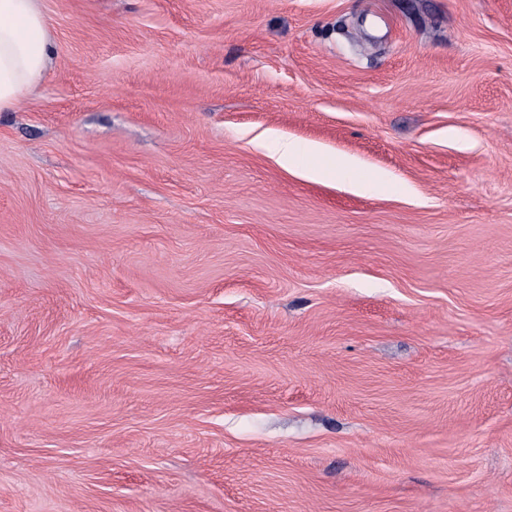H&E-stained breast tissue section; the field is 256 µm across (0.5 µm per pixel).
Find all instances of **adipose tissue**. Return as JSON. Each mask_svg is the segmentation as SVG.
<instances>
[{
	"label": "adipose tissue",
	"instance_id": "ef3b65f1",
	"mask_svg": "<svg viewBox=\"0 0 512 512\" xmlns=\"http://www.w3.org/2000/svg\"><path fill=\"white\" fill-rule=\"evenodd\" d=\"M53 58L41 0H0V112L23 102Z\"/></svg>",
	"mask_w": 512,
	"mask_h": 512
}]
</instances>
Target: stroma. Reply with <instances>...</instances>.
<instances>
[{
	"instance_id": "obj_1",
	"label": "stroma",
	"mask_w": 512,
	"mask_h": 512,
	"mask_svg": "<svg viewBox=\"0 0 512 512\" xmlns=\"http://www.w3.org/2000/svg\"><path fill=\"white\" fill-rule=\"evenodd\" d=\"M41 5L0 512H512V0ZM263 145L275 154L279 163L284 167L292 165L301 152L300 146L296 143L278 137H265ZM355 165V161L349 157L336 161L322 158L317 163L302 168L300 175L305 179L316 182L328 181L336 177L337 172L349 170Z\"/></svg>"
}]
</instances>
